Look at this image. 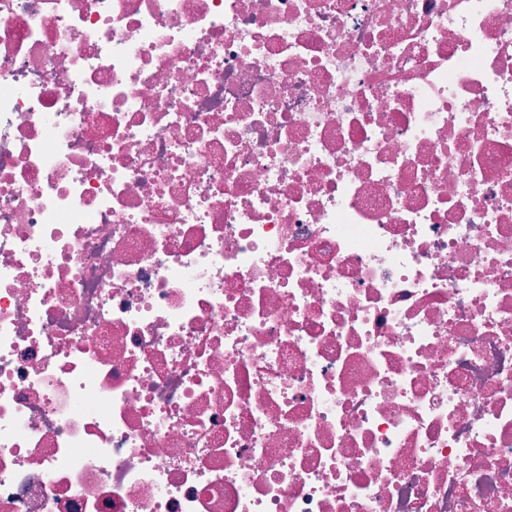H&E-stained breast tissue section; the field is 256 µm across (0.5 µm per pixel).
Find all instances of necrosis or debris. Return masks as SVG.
Here are the masks:
<instances>
[{
    "label": "necrosis or debris",
    "instance_id": "obj_1",
    "mask_svg": "<svg viewBox=\"0 0 512 512\" xmlns=\"http://www.w3.org/2000/svg\"><path fill=\"white\" fill-rule=\"evenodd\" d=\"M0 512H512V0H0Z\"/></svg>",
    "mask_w": 512,
    "mask_h": 512
}]
</instances>
